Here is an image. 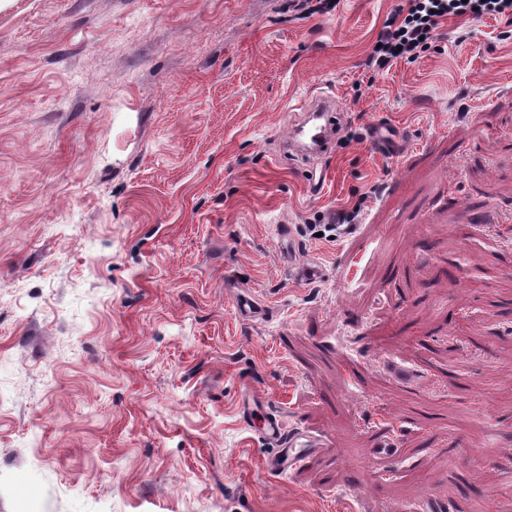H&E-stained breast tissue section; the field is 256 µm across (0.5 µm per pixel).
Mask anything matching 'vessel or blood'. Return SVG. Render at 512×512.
I'll return each mask as SVG.
<instances>
[{"mask_svg": "<svg viewBox=\"0 0 512 512\" xmlns=\"http://www.w3.org/2000/svg\"><path fill=\"white\" fill-rule=\"evenodd\" d=\"M338 125L339 115L332 96L325 94L316 97L308 105L301 121L289 137V153L303 156L326 155L335 143ZM236 309L239 317L248 322L263 319L268 313L265 304L249 292L238 295ZM262 417L263 439L279 449L277 455L266 458L265 467L273 474L284 472L289 460H301L314 442L301 432L284 433L274 417Z\"/></svg>", "mask_w": 512, "mask_h": 512, "instance_id": "obj_1", "label": "vessel or blood"}]
</instances>
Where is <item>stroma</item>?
<instances>
[{
	"label": "stroma",
	"mask_w": 512,
	"mask_h": 512,
	"mask_svg": "<svg viewBox=\"0 0 512 512\" xmlns=\"http://www.w3.org/2000/svg\"><path fill=\"white\" fill-rule=\"evenodd\" d=\"M399 3L0 0V512H512V36ZM380 30L364 65L369 71L383 70L398 59L414 60L432 44L443 20H480L486 16L512 21V0H403ZM434 10V13H430ZM424 37V40H420ZM381 43V47L377 44ZM401 51L394 53L397 47ZM299 124L287 141L288 153L323 156L332 150L339 125L340 112L333 97H316L305 109ZM364 200H360L359 203L355 204L352 210L346 214H344L340 220V222L331 221V224H318L319 226L322 225L323 229L315 230L316 225L312 229L311 235L314 236L316 239H322V238H330L331 236H334V238L340 236L341 234H344L346 232V226L344 224H353L357 214L360 212L361 205L364 204ZM336 223V224H335ZM322 232V236L317 237L316 233ZM328 233V234H327ZM238 316L245 321H255L266 317L265 304L251 292H241L236 300ZM262 438L269 444L278 447L274 456L265 459V467L269 473L282 474L288 467V459L293 458L295 464L306 454L309 448H314V441L302 432L288 433L286 435L276 417H264L262 423ZM286 450L285 458L281 453Z\"/></svg>",
	"instance_id": "obj_1"
}]
</instances>
